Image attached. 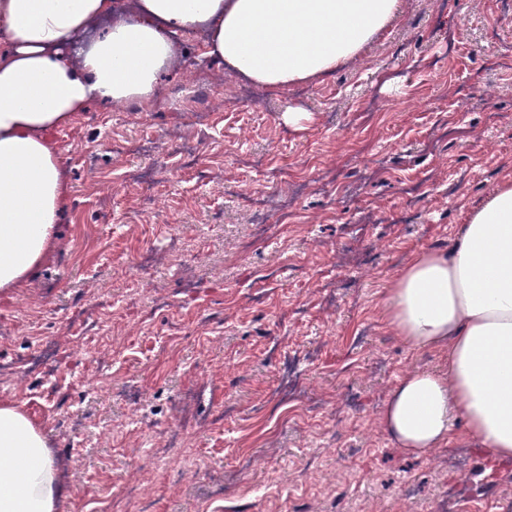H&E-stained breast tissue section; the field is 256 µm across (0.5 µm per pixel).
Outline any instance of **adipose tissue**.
I'll use <instances>...</instances> for the list:
<instances>
[{"mask_svg": "<svg viewBox=\"0 0 512 512\" xmlns=\"http://www.w3.org/2000/svg\"><path fill=\"white\" fill-rule=\"evenodd\" d=\"M409 0H139V17L84 42L71 36L112 0H0V292L19 288L56 246L71 194L46 138L95 99L155 100L173 38L206 32V54L274 92L360 61ZM382 314L406 344L445 354L395 387L381 421L420 453L460 440L512 459V177L472 208L445 250L415 253L391 279ZM57 466L44 432L0 404V512H57Z\"/></svg>", "mask_w": 512, "mask_h": 512, "instance_id": "ef3b65f1", "label": "adipose tissue"}]
</instances>
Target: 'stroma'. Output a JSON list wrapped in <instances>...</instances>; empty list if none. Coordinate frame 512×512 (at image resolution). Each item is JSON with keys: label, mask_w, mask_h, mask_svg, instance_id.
<instances>
[{"label": "stroma", "mask_w": 512, "mask_h": 512, "mask_svg": "<svg viewBox=\"0 0 512 512\" xmlns=\"http://www.w3.org/2000/svg\"><path fill=\"white\" fill-rule=\"evenodd\" d=\"M177 41L152 111L95 101L50 132L71 185L58 246L0 294L4 365L64 343L75 309L101 312L108 343L57 371L63 399L40 400L28 372L0 383L56 456L58 512L127 484L132 512H512V460L468 444L417 457L385 431L399 380L447 362L411 350L380 309L404 261L447 247L512 175V69L489 63L512 57V0H411L365 62L284 94ZM196 69L216 78L195 96L216 130L186 164L167 134L194 133L174 96ZM290 107L312 122L289 129ZM115 140L142 148L115 154ZM291 374L312 412L272 403ZM201 386L206 427L164 447Z\"/></svg>", "instance_id": "35a3bbf8"}]
</instances>
